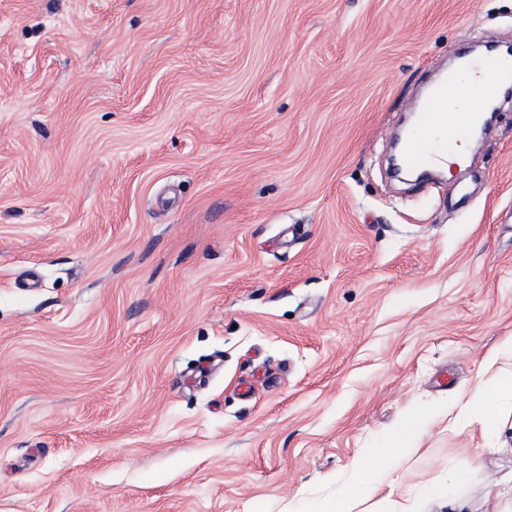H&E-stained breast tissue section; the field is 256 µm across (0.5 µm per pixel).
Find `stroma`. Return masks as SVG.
<instances>
[{
	"label": "stroma",
	"mask_w": 512,
	"mask_h": 512,
	"mask_svg": "<svg viewBox=\"0 0 512 512\" xmlns=\"http://www.w3.org/2000/svg\"><path fill=\"white\" fill-rule=\"evenodd\" d=\"M512 0H0V512H293L512 336V102L439 181L422 87ZM404 484L485 512L512 418Z\"/></svg>",
	"instance_id": "stroma-1"
}]
</instances>
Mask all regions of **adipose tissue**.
<instances>
[{
    "label": "adipose tissue",
    "mask_w": 512,
    "mask_h": 512,
    "mask_svg": "<svg viewBox=\"0 0 512 512\" xmlns=\"http://www.w3.org/2000/svg\"><path fill=\"white\" fill-rule=\"evenodd\" d=\"M507 354L512 355V337L487 353L481 364L482 375L471 388L459 392L438 411L418 407L407 416L394 431L396 444L388 453L390 466H379L374 452L358 456L349 466L348 482L336 496L321 500L316 512H416L413 499L403 489L405 449L420 447L426 428L435 422L444 420L449 426H457L476 401L483 407L479 421L483 439L495 437L504 414L502 398L512 394V374L501 373L493 387L484 382L483 376L494 371L499 359Z\"/></svg>",
    "instance_id": "adipose-tissue-1"
}]
</instances>
